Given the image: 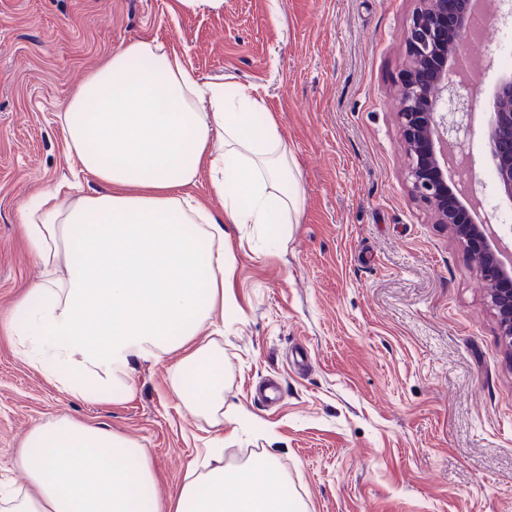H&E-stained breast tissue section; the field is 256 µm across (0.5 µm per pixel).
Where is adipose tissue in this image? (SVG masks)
<instances>
[{"label":"adipose tissue","instance_id":"1","mask_svg":"<svg viewBox=\"0 0 512 512\" xmlns=\"http://www.w3.org/2000/svg\"><path fill=\"white\" fill-rule=\"evenodd\" d=\"M66 157L97 188L61 205L40 189L18 209L42 269L0 319L59 390L112 404L133 392L136 361L179 353L170 390L214 429L198 474L170 501L155 493L148 449L70 419L35 425L0 487V512H300L274 454L224 462V227L299 221L301 192L278 124L251 88L205 80L177 50L138 40L107 56L59 116ZM222 206L192 194L201 172Z\"/></svg>","mask_w":512,"mask_h":512}]
</instances>
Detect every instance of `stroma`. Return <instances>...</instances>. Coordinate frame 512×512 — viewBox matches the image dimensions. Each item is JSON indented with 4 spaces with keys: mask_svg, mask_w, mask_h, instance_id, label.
Wrapping results in <instances>:
<instances>
[{
    "mask_svg": "<svg viewBox=\"0 0 512 512\" xmlns=\"http://www.w3.org/2000/svg\"><path fill=\"white\" fill-rule=\"evenodd\" d=\"M413 0H0V317L40 269L17 210L69 180L57 117L113 50L155 39L206 79L256 88L303 207L284 235L227 225L224 461L274 453L307 512H512V354L451 231L410 193L394 91ZM505 24L486 0L474 175ZM134 363L112 405L61 392L0 338V484L36 424L72 419L148 448L175 497L212 430Z\"/></svg>",
    "mask_w": 512,
    "mask_h": 512,
    "instance_id": "35a3bbf8",
    "label": "stroma"
}]
</instances>
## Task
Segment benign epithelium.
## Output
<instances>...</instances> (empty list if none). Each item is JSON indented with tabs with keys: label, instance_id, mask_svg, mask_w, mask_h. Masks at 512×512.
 Wrapping results in <instances>:
<instances>
[{
	"label": "benign epithelium",
	"instance_id": "1",
	"mask_svg": "<svg viewBox=\"0 0 512 512\" xmlns=\"http://www.w3.org/2000/svg\"><path fill=\"white\" fill-rule=\"evenodd\" d=\"M406 28L405 68L396 90L400 137L412 195L433 223L447 225L486 283L501 338L512 352V253L488 218L478 219L480 199L463 186L472 169L465 145L474 133L476 74L465 70L459 49L471 34L482 0H415ZM500 203L512 208V68L495 79L484 128Z\"/></svg>",
	"mask_w": 512,
	"mask_h": 512
}]
</instances>
